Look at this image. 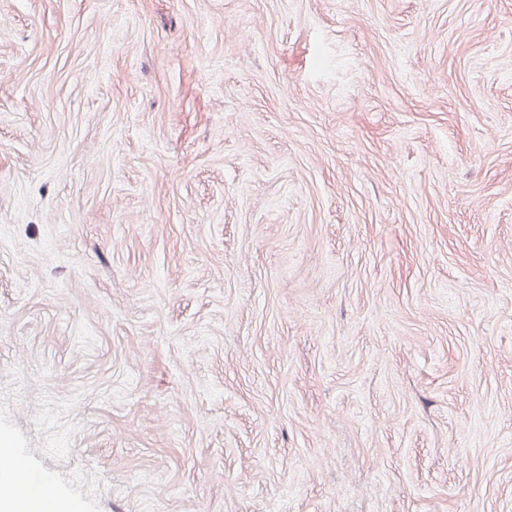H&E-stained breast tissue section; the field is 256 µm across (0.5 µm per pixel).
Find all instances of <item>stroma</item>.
I'll use <instances>...</instances> for the list:
<instances>
[{
    "mask_svg": "<svg viewBox=\"0 0 512 512\" xmlns=\"http://www.w3.org/2000/svg\"><path fill=\"white\" fill-rule=\"evenodd\" d=\"M0 443L78 512H512V0H0Z\"/></svg>",
    "mask_w": 512,
    "mask_h": 512,
    "instance_id": "stroma-1",
    "label": "stroma"
}]
</instances>
